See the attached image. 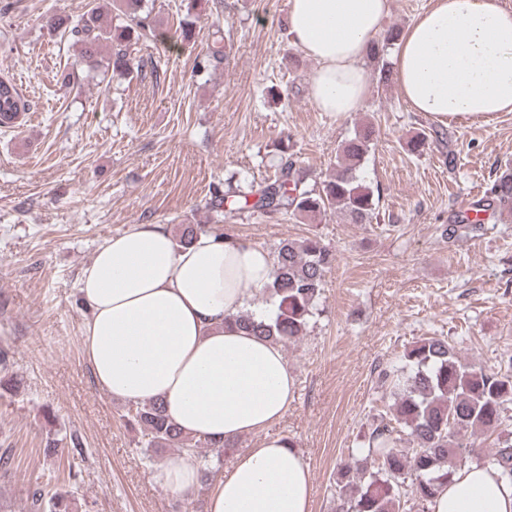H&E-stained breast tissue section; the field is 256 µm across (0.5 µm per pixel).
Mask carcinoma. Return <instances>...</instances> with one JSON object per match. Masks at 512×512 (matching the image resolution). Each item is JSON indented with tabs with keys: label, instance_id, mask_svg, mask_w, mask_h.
Returning a JSON list of instances; mask_svg holds the SVG:
<instances>
[{
	"label": "carcinoma",
	"instance_id": "obj_1",
	"mask_svg": "<svg viewBox=\"0 0 512 512\" xmlns=\"http://www.w3.org/2000/svg\"><path fill=\"white\" fill-rule=\"evenodd\" d=\"M123 18L105 17L100 5L91 6L76 24L59 17L53 30L69 44L77 61L88 67L105 64L112 75L125 77L134 69L135 50L141 38L152 31L150 14L142 0H120ZM111 47L101 61L103 46ZM224 33L213 32L205 63L213 68L224 61ZM30 110L26 99L7 77L0 78V125H10ZM374 147L372 127L365 125L340 149L334 172L318 189L308 188L307 173L281 150L274 178L238 190L235 203L241 209L264 213L316 216L336 212L355 224L371 223L376 215L374 193L363 186L357 170ZM476 209L512 212V173L504 171L475 204ZM485 230L481 223L457 220L442 228V236L456 242L472 239ZM201 234L223 237L216 227L185 224L175 244L189 245ZM274 280L269 288L278 298L277 311L259 318L241 313L231 323L254 336L282 346L304 335L315 303L324 288V277L334 261L332 251L315 235L285 239L273 253ZM407 370L383 369L381 386L390 389L394 404L390 415L380 417L365 436L364 464L355 469L343 463L336 471V512H430L438 489L455 470L476 458L512 482V355L495 371L476 368L461 360L442 337H424L404 354ZM128 423L139 427L143 448H175L202 459L204 476L211 473L201 449L210 448L216 458L231 448L208 438L181 431L165 414L162 403L131 404ZM496 435L495 448L485 452L476 434ZM74 495L45 493L38 488L31 496V512H72Z\"/></svg>",
	"mask_w": 512,
	"mask_h": 512
}]
</instances>
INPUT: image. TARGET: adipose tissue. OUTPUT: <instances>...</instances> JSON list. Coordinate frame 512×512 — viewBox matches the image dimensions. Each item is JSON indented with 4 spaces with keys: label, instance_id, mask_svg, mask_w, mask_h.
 Instances as JSON below:
<instances>
[{
    "label": "adipose tissue",
    "instance_id": "ef3b65f1",
    "mask_svg": "<svg viewBox=\"0 0 512 512\" xmlns=\"http://www.w3.org/2000/svg\"><path fill=\"white\" fill-rule=\"evenodd\" d=\"M389 8L390 0H290L288 33L316 63L311 97L321 111L343 117L363 107L370 42ZM395 82L413 111L444 124L512 112V12L498 0H435L402 32ZM273 270L250 240L202 234L179 248L164 225L136 224L101 244L78 279L89 310L83 355L102 393L161 401L192 435L257 436L215 482L207 512H311L313 475L273 431L297 376L280 345L229 323L269 288ZM152 478L187 496L198 466L178 454ZM430 512H512V483L489 467H461Z\"/></svg>",
    "mask_w": 512,
    "mask_h": 512
}]
</instances>
